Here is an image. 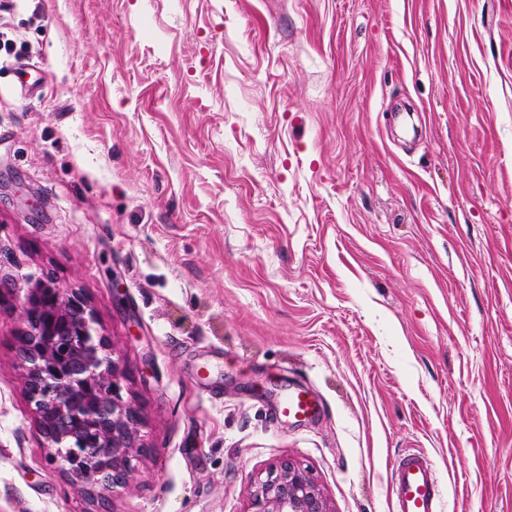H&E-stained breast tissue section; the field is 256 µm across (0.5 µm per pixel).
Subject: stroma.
Masks as SVG:
<instances>
[{"instance_id": "35a3bbf8", "label": "stroma", "mask_w": 512, "mask_h": 512, "mask_svg": "<svg viewBox=\"0 0 512 512\" xmlns=\"http://www.w3.org/2000/svg\"><path fill=\"white\" fill-rule=\"evenodd\" d=\"M0 272L125 369L129 487L50 456L0 294V512H512V0H0ZM323 405L278 420L288 385ZM389 490L393 512L441 511L434 464L423 453H410L392 468ZM250 493L253 512H330L319 487L302 469L282 461Z\"/></svg>"}]
</instances>
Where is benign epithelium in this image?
<instances>
[{
  "label": "benign epithelium",
  "mask_w": 512,
  "mask_h": 512,
  "mask_svg": "<svg viewBox=\"0 0 512 512\" xmlns=\"http://www.w3.org/2000/svg\"><path fill=\"white\" fill-rule=\"evenodd\" d=\"M17 331L30 402L73 485L128 486L137 480L141 415L123 400V372L104 354L105 338L77 296L54 283L26 289ZM253 512H330L308 472L290 461L271 467L251 492Z\"/></svg>",
  "instance_id": "obj_1"
}]
</instances>
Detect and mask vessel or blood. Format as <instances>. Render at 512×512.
Returning <instances> with one entry per match:
<instances>
[{
    "label": "vessel or blood",
    "instance_id": "obj_1",
    "mask_svg": "<svg viewBox=\"0 0 512 512\" xmlns=\"http://www.w3.org/2000/svg\"><path fill=\"white\" fill-rule=\"evenodd\" d=\"M321 411L320 404L303 387L292 386L284 393L278 408L285 417L309 419ZM392 512H440L442 491L432 460L422 453H411L391 470L389 483Z\"/></svg>",
    "mask_w": 512,
    "mask_h": 512
}]
</instances>
